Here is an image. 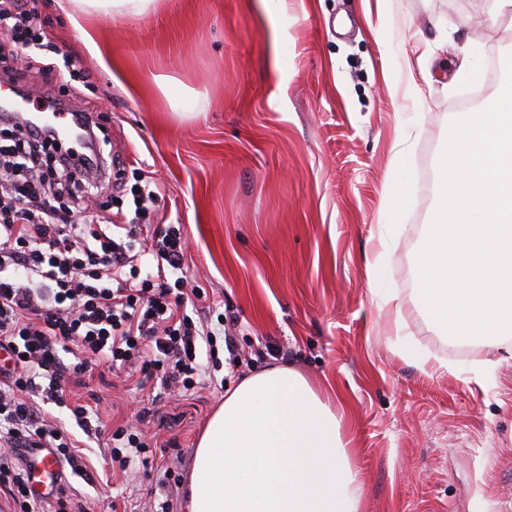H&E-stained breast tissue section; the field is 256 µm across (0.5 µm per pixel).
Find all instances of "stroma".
Masks as SVG:
<instances>
[{
    "instance_id": "stroma-1",
    "label": "stroma",
    "mask_w": 512,
    "mask_h": 512,
    "mask_svg": "<svg viewBox=\"0 0 512 512\" xmlns=\"http://www.w3.org/2000/svg\"><path fill=\"white\" fill-rule=\"evenodd\" d=\"M38 0L60 48L55 71L18 55L19 82L102 115L103 156L161 184L147 224L180 225L186 275L222 295L238 351L269 348L225 381L148 404L136 381L96 367L70 398L99 411L83 439L89 479L64 472L69 512H143L165 470L183 512L198 441L224 390L292 367L345 409L364 481L363 512H512V338L459 340L419 304L413 274L439 202L450 123L481 111L503 77L487 53L512 54V12L494 0H160L141 18L82 14ZM71 59L87 84L71 80ZM183 91L167 97L157 78ZM403 182L409 199L390 193ZM395 227L387 265L366 259ZM397 297L398 307L383 305ZM402 313L403 331L394 315ZM429 355L421 369L400 352ZM142 418L157 454L130 477L108 463L113 431Z\"/></svg>"
}]
</instances>
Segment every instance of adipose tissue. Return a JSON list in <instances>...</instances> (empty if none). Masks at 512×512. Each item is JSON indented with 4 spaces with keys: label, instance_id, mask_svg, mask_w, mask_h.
Here are the masks:
<instances>
[{
    "label": "adipose tissue",
    "instance_id": "1",
    "mask_svg": "<svg viewBox=\"0 0 512 512\" xmlns=\"http://www.w3.org/2000/svg\"><path fill=\"white\" fill-rule=\"evenodd\" d=\"M342 422L293 368L243 378L200 438L188 512H362Z\"/></svg>",
    "mask_w": 512,
    "mask_h": 512
}]
</instances>
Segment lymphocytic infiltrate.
Listing matches in <instances>:
<instances>
[{
  "label": "lymphocytic infiltrate",
  "instance_id": "obj_1",
  "mask_svg": "<svg viewBox=\"0 0 512 512\" xmlns=\"http://www.w3.org/2000/svg\"><path fill=\"white\" fill-rule=\"evenodd\" d=\"M0 30L22 53L56 50L21 0H0ZM54 149L39 127L0 132V348L11 359L0 372V493L17 512H43L14 462L17 449H56L84 473L76 439L45 411L66 403L72 380L104 365L137 373L139 388L182 395L205 371L201 349L215 348L234 326L202 316L218 305L210 296L188 309V245L179 227L156 225L146 240L135 225L71 209L76 194L99 197L107 176L96 154L74 160ZM147 254L156 269L145 274ZM111 441L112 467L122 472L154 455L140 428L117 429Z\"/></svg>",
  "mask_w": 512,
  "mask_h": 512
}]
</instances>
